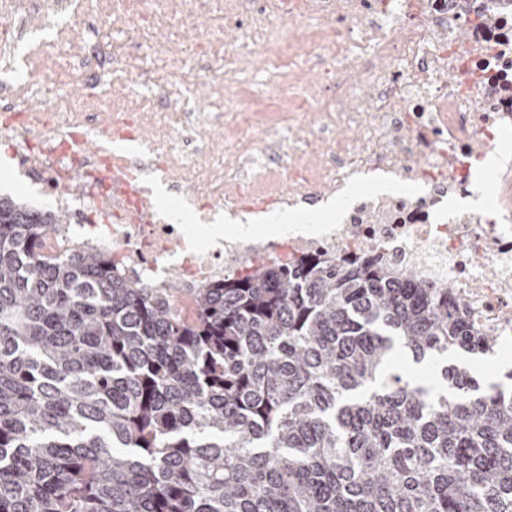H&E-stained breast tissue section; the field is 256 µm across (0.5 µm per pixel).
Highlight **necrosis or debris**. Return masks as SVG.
Wrapping results in <instances>:
<instances>
[{
    "instance_id": "1",
    "label": "necrosis or debris",
    "mask_w": 512,
    "mask_h": 512,
    "mask_svg": "<svg viewBox=\"0 0 512 512\" xmlns=\"http://www.w3.org/2000/svg\"><path fill=\"white\" fill-rule=\"evenodd\" d=\"M199 27L201 42L172 55L168 39ZM310 63L314 80L298 83ZM506 128L512 0H0V142L67 218L44 254L95 248L159 291L178 273L185 318L196 289L256 257L317 254L415 266L429 287L454 285L477 335L511 336ZM490 163L486 212L467 200ZM370 173L415 191L349 196ZM156 179L172 197L148 208ZM332 196L341 217L316 237L215 245L186 231L273 209L306 217Z\"/></svg>"
}]
</instances>
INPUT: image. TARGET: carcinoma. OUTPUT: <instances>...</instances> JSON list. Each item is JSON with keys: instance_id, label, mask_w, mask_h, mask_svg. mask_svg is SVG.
<instances>
[{"instance_id": "carcinoma-1", "label": "carcinoma", "mask_w": 512, "mask_h": 512, "mask_svg": "<svg viewBox=\"0 0 512 512\" xmlns=\"http://www.w3.org/2000/svg\"><path fill=\"white\" fill-rule=\"evenodd\" d=\"M63 223L0 197V512H512V386L441 365L498 345L452 285L258 258L188 321L103 252L44 256Z\"/></svg>"}]
</instances>
